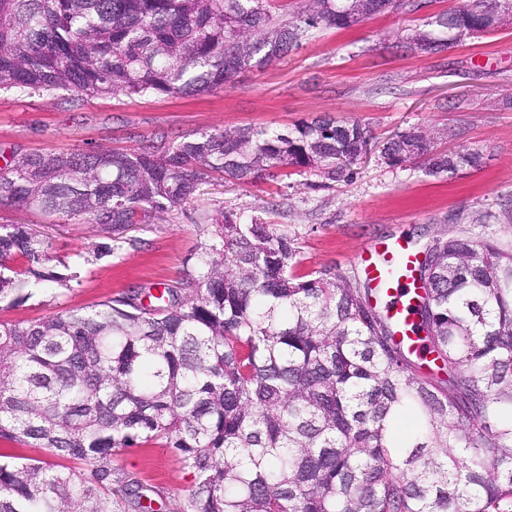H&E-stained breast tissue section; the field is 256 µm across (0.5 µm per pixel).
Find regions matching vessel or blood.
<instances>
[{"label":"vessel or blood","instance_id":"vessel-or-blood-1","mask_svg":"<svg viewBox=\"0 0 512 512\" xmlns=\"http://www.w3.org/2000/svg\"><path fill=\"white\" fill-rule=\"evenodd\" d=\"M418 260L408 241L400 237L367 247L360 256L364 279L374 301L383 304L404 346L415 357L430 363L433 355L413 330Z\"/></svg>","mask_w":512,"mask_h":512}]
</instances>
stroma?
<instances>
[{"label":"stroma","instance_id":"35a3bbf8","mask_svg":"<svg viewBox=\"0 0 512 512\" xmlns=\"http://www.w3.org/2000/svg\"><path fill=\"white\" fill-rule=\"evenodd\" d=\"M457 0H428L414 12L369 16L348 29L304 37L287 56L235 75L224 88L196 96L90 97L0 88V169L28 153L122 150L159 136L236 127L285 130L319 119L358 121L373 146L422 127L436 132L437 152L484 150L482 165L431 177L422 164L395 169L379 155L353 168L347 182L307 187L298 175L246 184L213 176L196 198L165 221L128 227L121 236L83 220L52 219L21 205L0 207V224H27L41 237L48 265L75 273L24 300L0 301V321H33L125 295L175 286L211 241L214 220L231 211L275 225L294 243L297 273L332 269L356 276L357 256L397 235L417 249L439 236L479 233L491 214L497 235L512 240V23L439 53L412 49L401 31L423 27ZM111 255L95 258L101 244ZM112 469L150 489L155 512H183L193 474L172 449L148 442L112 458Z\"/></svg>","mask_w":512,"mask_h":512}]
</instances>
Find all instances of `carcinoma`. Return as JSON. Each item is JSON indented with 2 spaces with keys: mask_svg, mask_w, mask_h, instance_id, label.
I'll use <instances>...</instances> for the list:
<instances>
[{
  "mask_svg": "<svg viewBox=\"0 0 512 512\" xmlns=\"http://www.w3.org/2000/svg\"><path fill=\"white\" fill-rule=\"evenodd\" d=\"M423 0H303L295 22L266 0H0V86L85 95L185 96L224 87L313 29L348 28ZM460 0L405 34L435 52L506 19ZM410 128L381 160L428 176L484 153L434 150ZM357 121L203 131L125 150L30 154L0 170V203L116 233L194 199L210 175L288 169L348 181ZM293 240L232 212L196 273L149 303L132 291L36 321H0V441L77 461L0 459V512H154L112 456L160 440L196 476L187 512H512V242L435 239L419 269L416 330L437 379L408 356L368 288L331 269L294 274ZM17 266H10V262ZM23 224L0 225V301L66 284ZM413 415L405 437L394 429Z\"/></svg>",
  "mask_w": 512,
  "mask_h": 512,
  "instance_id": "1",
  "label": "carcinoma"
}]
</instances>
